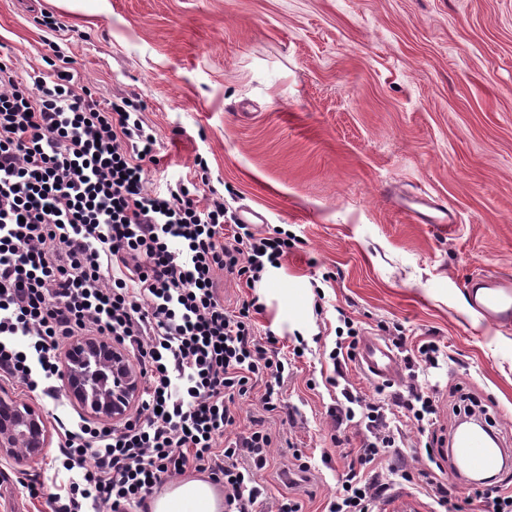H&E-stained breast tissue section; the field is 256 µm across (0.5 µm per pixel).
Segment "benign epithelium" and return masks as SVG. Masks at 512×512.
Returning <instances> with one entry per match:
<instances>
[{
  "label": "benign epithelium",
  "instance_id": "benign-epithelium-1",
  "mask_svg": "<svg viewBox=\"0 0 512 512\" xmlns=\"http://www.w3.org/2000/svg\"><path fill=\"white\" fill-rule=\"evenodd\" d=\"M95 361L113 373L115 381L96 393L88 390L86 375L81 367ZM65 391L75 399L90 405L100 418L120 420L138 395L140 380L125 355L104 340L82 341L69 348L65 358ZM49 447V436L41 411L33 406L18 404L0 397V458L23 463L18 449L29 458L39 457Z\"/></svg>",
  "mask_w": 512,
  "mask_h": 512
}]
</instances>
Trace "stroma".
I'll return each instance as SVG.
<instances>
[{"label": "stroma", "instance_id": "1", "mask_svg": "<svg viewBox=\"0 0 512 512\" xmlns=\"http://www.w3.org/2000/svg\"><path fill=\"white\" fill-rule=\"evenodd\" d=\"M0 0V56L20 80L44 68L52 46L105 102L135 98L161 150L147 187L198 181L196 158L229 213L256 214V230H289L279 270L288 284L318 283L322 314L301 337L289 310L256 318L292 359L283 409L263 414L258 395L237 401L241 422L263 417L275 444L259 479L268 501L285 493L323 512L342 450L364 428L337 431L334 370L339 313L387 342L400 324L409 345L433 338L443 352L419 382L451 427L448 388L462 382L489 407L498 445L512 454V320L489 324L465 310L469 285L512 278V0ZM450 210L453 227L410 220L401 201ZM311 459L291 483V448ZM0 463L6 512H45Z\"/></svg>", "mask_w": 512, "mask_h": 512}]
</instances>
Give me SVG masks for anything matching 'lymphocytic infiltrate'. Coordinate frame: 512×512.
Masks as SVG:
<instances>
[{"label": "lymphocytic infiltrate", "mask_w": 512, "mask_h": 512, "mask_svg": "<svg viewBox=\"0 0 512 512\" xmlns=\"http://www.w3.org/2000/svg\"><path fill=\"white\" fill-rule=\"evenodd\" d=\"M159 147L133 99L99 102L66 67L25 83L0 61V381L58 398L65 348L97 336L142 379L125 419L58 422L55 467L74 480L50 495L44 479L21 485L49 512H130L190 469L223 486L224 512H258L266 497L259 475L273 438L257 420L238 431L234 408L260 383L263 411L280 412L288 361L274 333L255 334L262 306L246 299L226 309L216 277L222 271L255 288L287 257L289 235L230 223L211 187L148 191ZM389 338L408 371L404 392L369 399L343 371L327 379L341 394L336 423L366 430L328 512H375L400 480L456 512L436 472L397 452L399 428L387 414L404 408L429 461L444 459L439 407L418 382L440 347L408 349L398 328Z\"/></svg>", "instance_id": "1"}]
</instances>
